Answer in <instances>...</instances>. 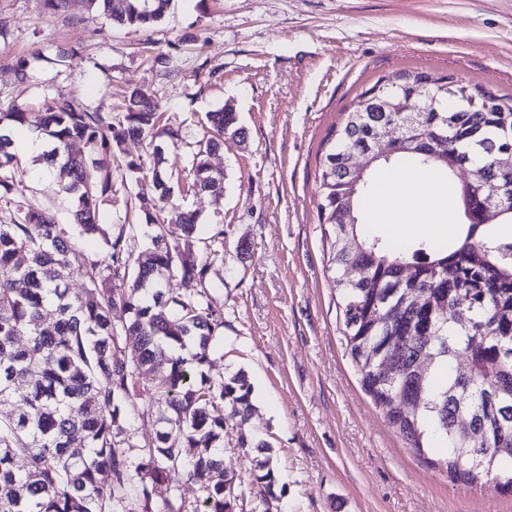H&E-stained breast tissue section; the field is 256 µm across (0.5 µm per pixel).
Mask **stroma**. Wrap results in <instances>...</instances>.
<instances>
[{
    "label": "stroma",
    "instance_id": "stroma-1",
    "mask_svg": "<svg viewBox=\"0 0 512 512\" xmlns=\"http://www.w3.org/2000/svg\"><path fill=\"white\" fill-rule=\"evenodd\" d=\"M174 60L154 65L157 56ZM27 61L26 79L12 63ZM448 74L512 96V0H172L149 31L118 27L83 0H0V111L71 100L119 114L129 91L154 92L171 204L224 227V259L206 286L224 314L208 373L244 372L248 434L272 445V512H512V494L465 486L429 467L361 388L342 338L317 212L333 127L377 80ZM233 105L245 137L209 158L224 200L186 190L189 142L207 113ZM16 188L61 213L52 178L29 167ZM158 194L147 174L114 184L104 224H127L128 249L151 245L144 220Z\"/></svg>",
    "mask_w": 512,
    "mask_h": 512
}]
</instances>
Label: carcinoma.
Listing matches in <instances>:
<instances>
[{
    "label": "carcinoma",
    "mask_w": 512,
    "mask_h": 512,
    "mask_svg": "<svg viewBox=\"0 0 512 512\" xmlns=\"http://www.w3.org/2000/svg\"><path fill=\"white\" fill-rule=\"evenodd\" d=\"M87 7L120 27L141 30L161 21L170 0H86ZM410 74L394 84L376 82L383 101L395 105ZM488 111L432 87L429 112L413 124L403 112H349L329 139L322 158L319 220L325 231L343 337L364 392L387 409L389 425L416 453L439 439L443 454L428 460L465 485L487 482L486 471L512 492V236L481 222L479 184L454 193L465 223L445 246L431 239L398 246L367 231L368 201L383 171L364 175L355 187L348 160L365 151L377 126L393 123L404 133L393 167L434 171L450 180L464 164L486 168L512 183V97L486 91ZM206 137L192 153L188 188L224 198V177L209 167L224 134L240 132L238 115L219 109L206 115ZM159 104L142 89L127 96L125 110L90 112L69 101L46 105L38 116L11 108L0 112V129L35 126L53 143L44 154L59 169V192L68 220L19 193L11 174L23 155L0 134V512H181L170 500L171 482L199 485L200 512H236L243 495L240 476L224 470V426L244 427L253 411L252 389L237 372L210 378L224 315L205 288L211 265L224 248V225L199 236L195 212L158 208L144 212L155 228L153 248L133 258L126 225L99 222L101 198L112 193V155L129 142L161 136ZM447 138L445 158L430 157L412 138ZM84 144L80 155L70 151ZM153 179L159 201L171 193L154 147ZM95 238L105 258L80 245ZM27 260L21 262L18 255ZM353 263L368 279L346 277ZM408 275L400 277L401 269ZM78 269L85 291L71 298L68 275ZM172 277L198 288H163ZM424 294L419 307L403 303L406 292ZM452 312L448 318L443 317ZM135 340L139 361L114 359L122 337ZM398 368L395 380L378 366ZM142 372L162 376L159 386L136 388ZM164 404L172 416L137 455L131 432L134 397ZM254 448L250 484L265 507L277 476L271 445L240 438ZM25 465H17L18 460Z\"/></svg>",
    "instance_id": "cac0c4a2"
}]
</instances>
